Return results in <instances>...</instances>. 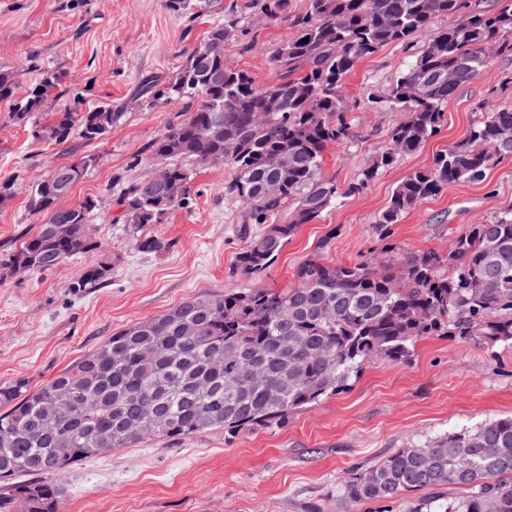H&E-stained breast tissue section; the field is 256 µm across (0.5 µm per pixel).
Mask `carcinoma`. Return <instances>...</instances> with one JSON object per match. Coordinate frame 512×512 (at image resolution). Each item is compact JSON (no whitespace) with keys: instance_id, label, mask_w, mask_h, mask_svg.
<instances>
[{"instance_id":"1","label":"carcinoma","mask_w":512,"mask_h":512,"mask_svg":"<svg viewBox=\"0 0 512 512\" xmlns=\"http://www.w3.org/2000/svg\"><path fill=\"white\" fill-rule=\"evenodd\" d=\"M214 0H164L184 19L186 31ZM465 9L464 0H308L292 19V33L271 53L286 76L258 85L246 71L224 64L238 33V6L224 8L203 41L165 79L142 82L149 102L181 100L184 110L147 147L135 166L163 156L182 186L180 198L163 205L158 192L133 180L119 205L131 226L134 247L157 253L170 243L142 235L175 208L189 205L188 164L231 165L225 195L243 209L240 234L246 245L235 270L259 277L302 224L321 218L341 198L352 196L403 156L422 147L440 129L445 107L459 87L490 65L485 47L512 56V0L492 13L469 11L436 33V19ZM271 19L288 13V0H263ZM424 39L414 64L371 102L404 112L384 150L342 187L321 176L328 146L347 137L351 103L346 80L357 63L381 48ZM422 83L419 97L403 88ZM17 72L0 68V100L13 96ZM39 96L12 118L29 124L35 143L65 145L75 138L102 140L123 113L106 103L93 109L32 114ZM479 121L461 141L440 152L428 169L408 173L378 215L381 230L450 184L480 183L487 171L512 158V101H484ZM270 155L288 166L267 168ZM84 155L58 166L31 192L30 211L41 217L32 234L11 251L6 269L23 265L45 272L98 245L85 234L96 203L63 205L71 186L97 165ZM71 174L69 186L59 173ZM280 185L276 195L267 184ZM67 219L61 224L59 220ZM264 226L260 233L250 225ZM109 265L89 263L74 284L94 288ZM292 286L232 288L190 298L104 339L37 388L25 376L0 385V479L62 476L100 448H131L147 439L181 440L207 430L283 427L288 415L349 386L373 360L403 363L424 336L474 340L487 349L512 347V205L489 221L472 224L448 251L407 252L331 266L317 258L301 262ZM160 350L154 360L144 349ZM468 489L457 502L436 494L406 505L404 512H512V416L491 418L424 442H412L354 474L341 500L400 502L416 490ZM0 512H57L56 484L23 482L0 496Z\"/></svg>"}]
</instances>
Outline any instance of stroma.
Listing matches in <instances>:
<instances>
[{"mask_svg": "<svg viewBox=\"0 0 512 512\" xmlns=\"http://www.w3.org/2000/svg\"><path fill=\"white\" fill-rule=\"evenodd\" d=\"M214 8L193 31L168 13L162 0H0V68L17 72L13 100L0 101V182L14 185L0 203V256L17 248L38 218L28 209L32 188L52 166L88 154L98 165L77 181L66 204L88 199L96 208L89 232L110 264L102 284L74 291L88 259L78 255L55 269L12 273L0 267V383L18 375L39 386L108 336L201 294L251 287L236 275L245 245L241 208L224 195L230 165L204 166L193 175L188 207L170 211L149 233L170 243L144 254L117 200L122 178L140 177L134 154L181 112L179 101L140 100L143 79L166 77L186 48L223 21ZM227 65L258 83L281 71L272 51L291 31L261 9L243 14ZM417 47L391 44L361 60L347 80L357 101L347 138L324 153L323 175L344 186L384 149L399 112L373 107L372 95L405 71ZM55 74L38 105L58 112L81 102L122 111L103 141L58 146L33 143L10 115L45 78ZM512 56L495 58L462 86L445 108V123L422 148L380 172L362 192L346 197L321 219L299 227L267 270L271 288L293 283L298 264L316 257L330 265L408 252L446 251L470 225L512 204V159L493 166L484 182L451 184L399 223L379 231L378 214L395 187L414 170L429 168L439 152L462 140L476 123L477 103L512 100ZM330 248H322L323 240ZM512 415V348L486 349L446 336L421 339L408 362H374L343 392L300 409L273 431L208 430L183 440L148 439L72 464L58 480L60 512H402L399 503L340 501L337 486L410 442L473 429Z\"/></svg>", "mask_w": 512, "mask_h": 512, "instance_id": "1", "label": "stroma"}]
</instances>
